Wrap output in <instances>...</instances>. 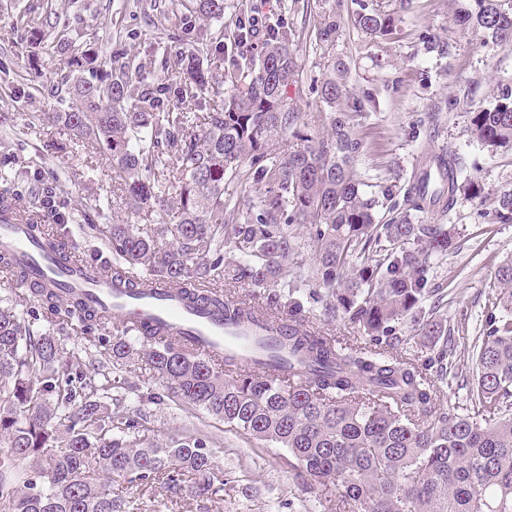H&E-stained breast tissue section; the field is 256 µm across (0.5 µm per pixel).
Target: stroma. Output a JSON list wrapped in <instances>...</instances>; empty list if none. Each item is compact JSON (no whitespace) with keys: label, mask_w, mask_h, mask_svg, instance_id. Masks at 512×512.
<instances>
[{"label":"stroma","mask_w":512,"mask_h":512,"mask_svg":"<svg viewBox=\"0 0 512 512\" xmlns=\"http://www.w3.org/2000/svg\"><path fill=\"white\" fill-rule=\"evenodd\" d=\"M392 4L399 21L389 38H374L354 24L360 2ZM473 0H224V20L179 25L178 0H0V169L9 171L10 195L32 210L44 188L53 187L68 216L65 239L80 258L111 261L112 251L72 215L89 213L98 224L131 221L114 193L115 173L88 141L43 122L58 107L57 88L68 71L67 57L54 46L57 35L83 43L99 56L154 59L151 85L165 86V59L177 52L208 49L211 34L224 35V51L210 60L213 82L202 97L209 110L224 77L242 53L258 56L263 30L282 26L294 33L298 77L288 88L291 106L312 133H322L318 116L327 107L321 85L328 67L348 69L346 109L362 150L354 173L363 191L376 199L385 224L405 211L404 192L420 157L459 156L464 178L478 180L483 202L458 195L451 211L418 214L422 224H445L453 233L447 254L432 258L425 309L442 325L457 328L458 350L470 355L481 312L493 295L498 266L512 257V222L496 220L501 191L512 188V150L489 153L470 134L471 113L490 106L502 84H512V41L461 31L458 21ZM258 15L263 24L247 51L234 43L237 23ZM36 20V28L23 17ZM337 18L334 38L317 34ZM151 441L196 429L213 435L214 483L218 496L196 498L188 490L162 485L113 483L114 493L135 498L140 512H335L333 494L303 491L299 469L290 467L288 449L238 435L202 412L175 405L147 406Z\"/></svg>","instance_id":"35a3bbf8"}]
</instances>
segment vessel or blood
Returning a JSON list of instances; mask_svg holds the SVG:
<instances>
[{
  "instance_id": "obj_1",
  "label": "vessel or blood",
  "mask_w": 512,
  "mask_h": 512,
  "mask_svg": "<svg viewBox=\"0 0 512 512\" xmlns=\"http://www.w3.org/2000/svg\"><path fill=\"white\" fill-rule=\"evenodd\" d=\"M0 249L11 252L41 287L79 295L105 318L150 320L169 336L190 338L198 351L218 360L232 353L247 361L259 348V331L225 323L207 304L182 302L165 285L113 286L100 266L80 261L63 241L31 231L11 205L0 208Z\"/></svg>"
}]
</instances>
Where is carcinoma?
<instances>
[{
    "label": "carcinoma",
    "instance_id": "1",
    "mask_svg": "<svg viewBox=\"0 0 512 512\" xmlns=\"http://www.w3.org/2000/svg\"><path fill=\"white\" fill-rule=\"evenodd\" d=\"M463 25L512 41V0H473ZM190 18L219 19L224 0H183ZM354 24L384 38L395 14L363 4ZM71 105L44 119L94 142L118 173L120 199L138 220L93 224L112 248L102 270L119 283H161L185 298L224 309L238 325L265 321L283 331L282 347L298 369L269 373L265 363L217 364L149 325L121 322L139 348L95 332L104 324L78 298L31 288L44 316L75 319L83 349H64L51 332L34 329L29 312L0 308V509L3 512H134L93 477L176 487L195 476L192 493L215 494L211 438L199 432L147 442L142 413L111 394L112 379L131 353L162 381L168 399L203 411L250 438L288 449L308 477L304 489L331 486L336 512H512V258L495 275L470 361L457 360L453 340L423 311L430 258L448 253L444 224H415L406 213L376 223L375 200L354 178L361 145L353 136L346 66L323 80L329 112L321 137L301 129L288 106L295 82L292 33L269 30L259 58L225 82L231 89L206 115L196 107L211 87L208 58L197 50L171 64L174 111H157L147 84L152 60L89 63L67 38ZM470 134L489 151L512 148V85L488 108L472 112ZM177 155V164L169 162ZM461 161L435 157L419 168L407 195L415 211L451 209L458 193L483 199L475 179L460 180ZM258 185L247 211L225 185ZM498 220L512 222V190L499 196ZM307 224L316 245L309 269L288 279L293 225ZM388 246L381 247V242ZM383 248L375 260L371 249ZM265 292L266 304L226 296L225 276ZM308 290L324 315L361 326L365 345L341 347L294 315L288 326L272 308ZM67 308L61 309V303ZM419 336H444L423 363L394 354L396 325ZM98 364L86 371V362ZM462 377L469 413L441 403L434 380Z\"/></svg>",
    "mask_w": 512,
    "mask_h": 512
}]
</instances>
